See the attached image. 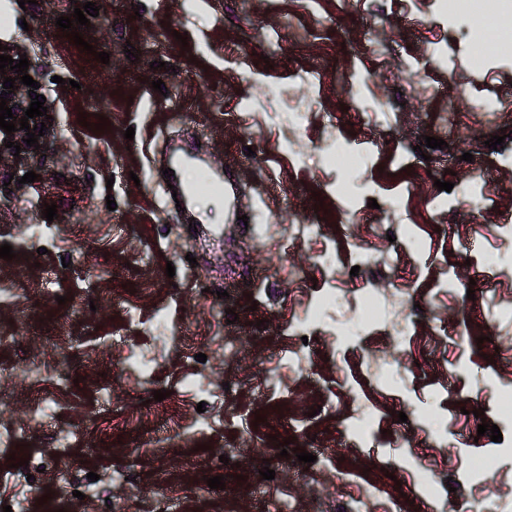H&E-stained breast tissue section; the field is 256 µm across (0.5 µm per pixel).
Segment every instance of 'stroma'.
Masks as SVG:
<instances>
[{
    "mask_svg": "<svg viewBox=\"0 0 512 512\" xmlns=\"http://www.w3.org/2000/svg\"><path fill=\"white\" fill-rule=\"evenodd\" d=\"M93 1L86 52L56 24L86 0H0V40L31 50L67 129L62 142L46 131L51 160L32 186L0 194V245L15 253L0 258V334L15 338L0 365L27 359L45 380L0 378V425L17 431L12 452L0 450V507L165 512L177 497L182 512H262L264 501L282 512H352L371 483L366 512L394 501L401 512H450L417 491L423 466L452 478L458 503L488 498L512 512V423L496 418L512 371L495 369L512 357V237L497 226L512 214V164L486 173L479 163L487 139L512 133V111L483 107L512 98V63L474 61L473 33L449 24L444 0ZM129 46L139 58L127 59ZM428 136L446 149L414 159ZM173 139L198 142L211 167L231 170L241 209L272 228L244 236L226 223L223 201L204 196L225 245H252L230 278L198 262L164 203L155 159ZM341 146L362 153V169L329 163ZM477 179L483 195L473 202L465 190ZM440 181L453 182L451 193ZM313 223L320 238L296 234ZM392 224L418 250L389 242ZM350 237L391 254V273L335 274L322 255L345 260ZM370 289L392 321H406L401 350L385 330L340 335ZM326 293L338 305L299 342L292 324ZM463 317L473 337L465 347L454 341ZM159 321L181 347L157 337ZM114 331L123 345L104 343ZM237 336L251 343L234 356L225 345ZM60 379L57 425L73 437L58 451L35 409ZM162 389L168 397L154 401ZM224 389L232 403L214 400ZM100 393L115 405L96 407ZM324 400L332 411L317 415ZM482 421L498 425L501 441L478 435ZM289 438L314 462L282 457ZM229 448L235 460L222 463ZM11 453L28 465L10 467ZM487 454L499 456V475L472 478V460ZM129 464L134 483L114 479ZM265 468L275 477L261 486ZM215 476L224 489L208 487Z\"/></svg>",
    "mask_w": 512,
    "mask_h": 512,
    "instance_id": "1",
    "label": "stroma"
}]
</instances>
